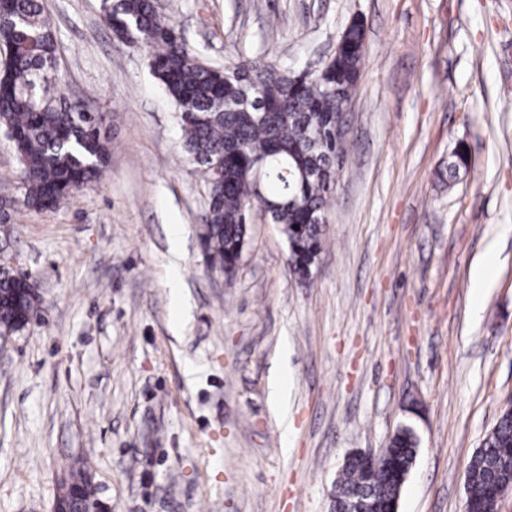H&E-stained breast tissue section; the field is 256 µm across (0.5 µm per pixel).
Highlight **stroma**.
<instances>
[{
    "label": "stroma",
    "instance_id": "1",
    "mask_svg": "<svg viewBox=\"0 0 512 512\" xmlns=\"http://www.w3.org/2000/svg\"><path fill=\"white\" fill-rule=\"evenodd\" d=\"M43 3L62 93L103 116L111 154L34 212L0 131V261L42 299L0 338V512H52L78 465L112 512H332L346 456L404 426L420 444L398 512H465L469 460L512 401V0H158L219 68L316 70L363 21L305 284L260 210L235 278L207 265L206 189L147 57L101 0Z\"/></svg>",
    "mask_w": 512,
    "mask_h": 512
}]
</instances>
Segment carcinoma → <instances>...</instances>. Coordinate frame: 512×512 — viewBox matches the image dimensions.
Here are the masks:
<instances>
[{"mask_svg":"<svg viewBox=\"0 0 512 512\" xmlns=\"http://www.w3.org/2000/svg\"><path fill=\"white\" fill-rule=\"evenodd\" d=\"M107 25L121 40L143 50L153 76L172 101L186 152L206 182L208 206L203 246L210 267L232 276L247 243L254 207L252 172L265 160V180L273 198L295 196L298 204L270 214L281 225L289 266L303 280L324 247L322 218L336 186V96L352 94L362 67L363 28L346 34L345 50L322 77L298 82L295 73L267 67L242 71L204 64L187 47L172 20L154 0H103ZM0 45L8 53L0 70V126L17 134L14 142L24 205L35 211L59 208L75 190L99 180L108 155L100 118L76 103L40 97L36 86H61L57 41L42 0H5L0 13ZM316 170L308 178L304 170ZM299 229H294V226ZM41 309L40 296L16 272L0 265V332H15ZM418 441L411 430L394 434L390 464L406 474ZM512 483V414L501 413L467 468V499L481 512H494L495 485ZM377 493L394 501L398 482L383 468L366 473L353 461L343 465L334 512H349Z\"/></svg>","mask_w":512,"mask_h":512,"instance_id":"obj_1","label":"carcinoma"}]
</instances>
